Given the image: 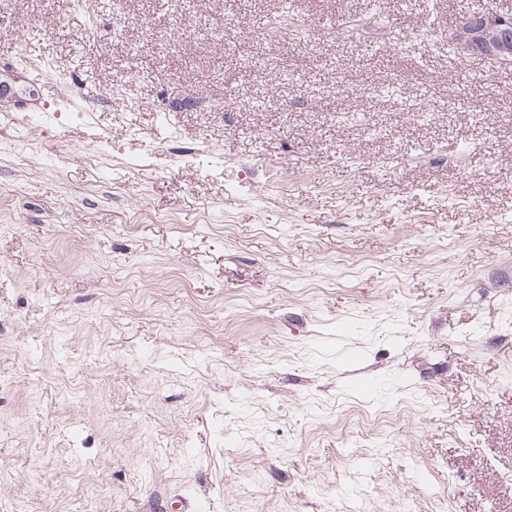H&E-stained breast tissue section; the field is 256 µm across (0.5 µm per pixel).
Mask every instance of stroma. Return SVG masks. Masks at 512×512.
<instances>
[{
  "label": "stroma",
  "mask_w": 512,
  "mask_h": 512,
  "mask_svg": "<svg viewBox=\"0 0 512 512\" xmlns=\"http://www.w3.org/2000/svg\"><path fill=\"white\" fill-rule=\"evenodd\" d=\"M171 2L0 0V512H512V0ZM449 40L459 54L512 63V16L493 10L466 16Z\"/></svg>",
  "instance_id": "obj_1"
}]
</instances>
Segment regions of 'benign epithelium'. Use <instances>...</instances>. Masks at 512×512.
I'll return each mask as SVG.
<instances>
[{"instance_id": "benign-epithelium-1", "label": "benign epithelium", "mask_w": 512, "mask_h": 512, "mask_svg": "<svg viewBox=\"0 0 512 512\" xmlns=\"http://www.w3.org/2000/svg\"><path fill=\"white\" fill-rule=\"evenodd\" d=\"M450 43L462 55L512 63V16L493 10L466 16L452 32Z\"/></svg>"}]
</instances>
